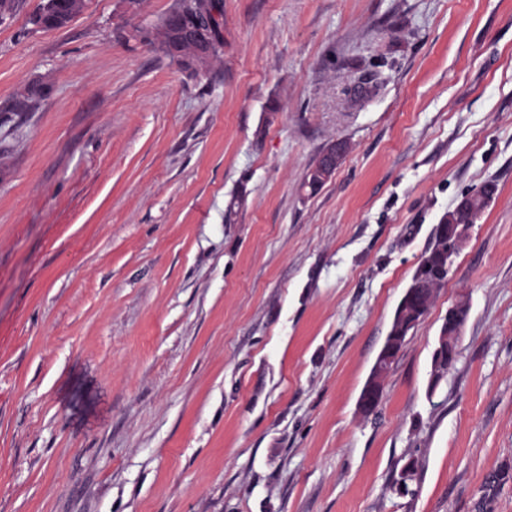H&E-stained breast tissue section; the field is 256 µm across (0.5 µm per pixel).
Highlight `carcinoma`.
Returning a JSON list of instances; mask_svg holds the SVG:
<instances>
[{
	"mask_svg": "<svg viewBox=\"0 0 512 512\" xmlns=\"http://www.w3.org/2000/svg\"><path fill=\"white\" fill-rule=\"evenodd\" d=\"M84 0H43V3L29 15L28 23L40 29L62 27L71 21L83 8ZM218 8L216 0H174L169 11L148 29L137 30L142 40L154 44L165 56L179 62L198 78L210 72L213 61L224 54V34L220 22H215L217 36L209 50L201 49L190 38L188 18L214 19L213 11ZM43 95L40 86H34L28 96L16 102L15 112H28L35 107L37 100ZM333 171L326 169L324 155H319L305 176L304 185L311 191H317L331 178ZM495 188L482 185L478 189L463 196L457 208L448 213L450 219L447 226L434 229L430 247L422 255L412 277L409 290L402 296L392 319L389 334L399 332L403 321V312L430 309L435 293L448 281V225L473 224L480 218L485 209L493 201ZM421 463L418 458L410 457L393 476L391 489L398 495L414 493L410 485L418 480Z\"/></svg>",
	"mask_w": 512,
	"mask_h": 512,
	"instance_id": "cac0c4a2",
	"label": "carcinoma"
}]
</instances>
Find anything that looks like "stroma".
Instances as JSON below:
<instances>
[{
  "mask_svg": "<svg viewBox=\"0 0 512 512\" xmlns=\"http://www.w3.org/2000/svg\"><path fill=\"white\" fill-rule=\"evenodd\" d=\"M40 2L0 22V512H512V0H224L202 80L135 35L174 0L36 30ZM487 181L361 415L436 225ZM338 145H340L341 149V161L346 153V144L343 141H340ZM328 148H330V145L320 153L315 163L312 165L305 176L304 185L308 187L311 192L317 191L327 180H329L334 170H336L335 168H337L340 164L339 161L336 167H334L332 170L326 169L324 153ZM324 174H326V176ZM457 305L451 307L448 309V318L443 322V326L448 328V336H443V341L440 342V346L436 349V354L439 356V359L441 360L442 356L445 355L448 357V368L451 366V364L454 361L456 348L454 347L457 345V340L459 336H449L450 331L454 328L456 320H457ZM455 363L449 368L451 370L454 368ZM448 368H445L444 366H440L438 364L437 358L432 356V370L431 375L439 372L436 374L435 383L439 380V382L448 374ZM438 382V383H439ZM437 383V384H438ZM395 359L390 363V358L385 357L381 362V369L376 372L373 380L364 390L358 400V411L364 415L375 405H379L383 397L384 379L392 368ZM421 463L417 457H410L393 476L391 489L398 495L414 494L410 485L419 478Z\"/></svg>",
  "mask_w": 512,
  "mask_h": 512,
  "instance_id": "obj_1",
  "label": "stroma"
}]
</instances>
